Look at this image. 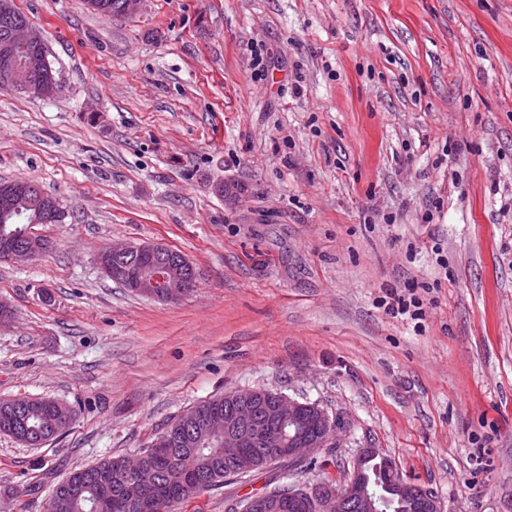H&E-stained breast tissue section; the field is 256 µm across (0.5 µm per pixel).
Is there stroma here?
Returning a JSON list of instances; mask_svg holds the SVG:
<instances>
[{"label": "stroma", "instance_id": "stroma-1", "mask_svg": "<svg viewBox=\"0 0 512 512\" xmlns=\"http://www.w3.org/2000/svg\"><path fill=\"white\" fill-rule=\"evenodd\" d=\"M15 2L59 90L0 88V181L69 215L35 225L38 257L0 260V399L75 419L39 448L0 433V512H45L73 470L259 387L344 423L298 483L373 446L443 512H512V0H145L123 20ZM121 242L181 252L194 291L104 276ZM415 285L422 321L385 309Z\"/></svg>", "mask_w": 512, "mask_h": 512}]
</instances>
